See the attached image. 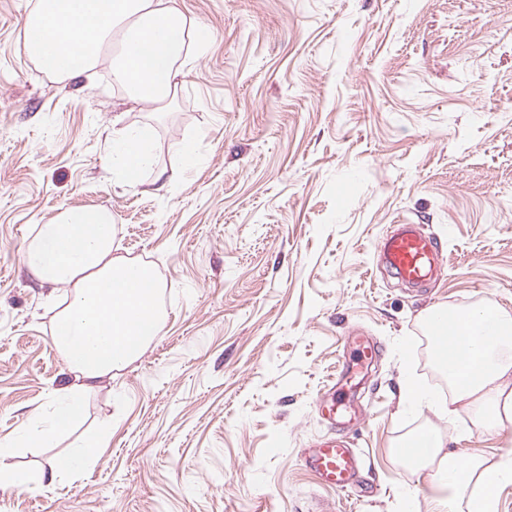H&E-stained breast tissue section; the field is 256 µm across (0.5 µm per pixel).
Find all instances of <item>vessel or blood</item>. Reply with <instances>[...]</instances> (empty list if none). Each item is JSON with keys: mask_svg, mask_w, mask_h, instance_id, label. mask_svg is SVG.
Segmentation results:
<instances>
[{"mask_svg": "<svg viewBox=\"0 0 512 512\" xmlns=\"http://www.w3.org/2000/svg\"><path fill=\"white\" fill-rule=\"evenodd\" d=\"M381 250L386 265L403 282L418 285L434 273L438 253L430 238L414 225H401L382 241ZM343 389L322 397L319 408L331 424H338L343 410ZM305 466L323 485L344 491L351 487L363 467L361 457L347 440L328 435L313 443L303 454Z\"/></svg>", "mask_w": 512, "mask_h": 512, "instance_id": "1", "label": "vessel or blood"}]
</instances>
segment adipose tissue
I'll return each mask as SVG.
<instances>
[{"label":"adipose tissue","mask_w":512,"mask_h":512,"mask_svg":"<svg viewBox=\"0 0 512 512\" xmlns=\"http://www.w3.org/2000/svg\"><path fill=\"white\" fill-rule=\"evenodd\" d=\"M122 24L127 48L112 64L113 82L136 103L167 101L176 89L185 44V19L169 0H39L24 17L25 47L44 72L75 78L98 66L103 44ZM153 142L148 125L113 138V177L135 182L137 170L151 162ZM114 238L107 210L66 207L50 223L37 225L24 243L31 273L41 283L69 288L55 304L51 342L74 381L55 389L48 409L36 412L20 434L0 440L1 490L38 492L45 482L74 477L93 461L104 444L99 431L80 435L39 474L1 465L30 444L55 447L82 420L86 393L137 359L162 327L161 284L152 267L116 254ZM481 325L487 335H476ZM443 339L436 364L454 401L481 417L511 421L512 316L495 306L452 312ZM411 441L406 451L411 462L430 468L432 512H497V487L512 483L511 455L488 465L448 451L444 437L430 430L413 434Z\"/></svg>","instance_id":"ef3b65f1"}]
</instances>
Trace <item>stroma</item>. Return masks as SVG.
<instances>
[{
  "mask_svg": "<svg viewBox=\"0 0 512 512\" xmlns=\"http://www.w3.org/2000/svg\"><path fill=\"white\" fill-rule=\"evenodd\" d=\"M32 3L0 0V439L70 380L50 339L63 292L21 255L35 225L110 209L166 320L87 395L81 430L107 434L96 459L67 484L0 494V512H430L397 442L430 425L462 455L512 452V424L403 407L409 380L452 399L429 308L512 312V0H172L193 63L162 109L131 101L104 61L43 72L24 45ZM142 124L153 165L117 183L112 139ZM398 224L438 244L422 287L380 259ZM356 335L380 354L341 427L365 467L339 492L302 450L332 431L316 403Z\"/></svg>",
  "mask_w": 512,
  "mask_h": 512,
  "instance_id": "obj_1",
  "label": "stroma"
}]
</instances>
